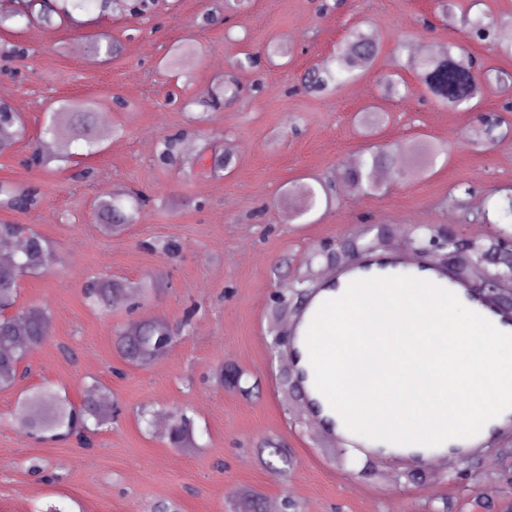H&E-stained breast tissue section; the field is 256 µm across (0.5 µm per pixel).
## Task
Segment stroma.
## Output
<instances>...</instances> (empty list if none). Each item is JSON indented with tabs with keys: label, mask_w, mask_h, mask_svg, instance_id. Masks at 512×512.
<instances>
[{
	"label": "stroma",
	"mask_w": 512,
	"mask_h": 512,
	"mask_svg": "<svg viewBox=\"0 0 512 512\" xmlns=\"http://www.w3.org/2000/svg\"><path fill=\"white\" fill-rule=\"evenodd\" d=\"M245 0L235 9L224 0H161L142 17L122 11L81 15L46 27L23 18L0 28V98L20 112L26 136L0 154V181L36 188L42 206L28 213L0 210V222L27 224L48 238L61 264L39 278L24 279L19 303L50 310L44 345L28 356L23 388L49 381L80 401L92 380L108 385L124 413L88 451L72 442H34L10 421L18 390L0 391V512H33L48 500L78 503L81 512H152L173 501L179 512H227L231 495L257 490L263 499L291 496L304 512H432L447 497L453 512H504L507 488H493L488 452L454 459L415 479L391 482L403 470L398 459L370 464L359 451L334 456L317 447L298 425L279 390L268 313L273 290L290 283L309 262L333 266L353 233L394 225L426 224L469 237L448 207L462 195L472 212H488L485 235L495 231L494 203L512 191V136L489 149L466 138L477 112L502 113L512 123V88H488L476 111H451L412 73L408 96L390 97L381 77L403 53L428 46L442 53L463 45L481 63L512 74V57L495 43L512 32V0H456L457 10L492 15L495 43L471 38L449 22L437 0ZM223 14L203 24L205 14ZM381 40L371 71L328 94L299 86L308 69L330 60L351 28ZM115 41L112 59L100 62L75 52L95 35ZM281 49L263 59L268 43ZM192 44L183 67L164 62L173 48ZM27 50L4 57L11 45ZM261 55L242 69L244 53ZM233 76L241 93L220 108L208 106L217 80ZM65 99H90L107 114L115 133L92 156L75 163L31 164L48 114ZM385 113L368 128L360 112ZM180 135L181 150L159 163L155 146ZM431 141L442 154L435 165L406 176L389 175L380 193L344 192L338 174L370 147L396 149ZM231 155L223 176L202 173L197 158ZM325 187L331 197L305 217L290 219L283 207L289 186ZM131 190L146 196L137 223L102 234L90 213L103 194ZM178 242L172 256L162 248ZM125 282L154 277L138 317H160L179 335L163 360L147 368L122 366L113 334L126 324V306L103 313L88 307L81 286L87 275ZM248 375V393L216 385L217 367ZM180 408L195 420L198 449L171 447L158 427L140 423L141 408ZM40 459L53 483L37 481L27 468Z\"/></svg>",
	"instance_id": "35a3bbf8"
}]
</instances>
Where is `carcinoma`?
<instances>
[{"label":"carcinoma","mask_w":512,"mask_h":512,"mask_svg":"<svg viewBox=\"0 0 512 512\" xmlns=\"http://www.w3.org/2000/svg\"><path fill=\"white\" fill-rule=\"evenodd\" d=\"M112 0H55L52 7L43 8L37 17L46 26L59 19L73 18L75 11H87L96 6L104 13L111 8ZM459 23L472 31L482 41L490 38L496 26L494 18L481 13L472 16L461 13ZM114 44L103 35L90 39L89 52L96 58L113 54ZM380 46L376 35L360 29L350 32L336 52L333 60L322 67L307 70L302 77V87L311 93H324L341 83L368 71L379 56ZM405 69L444 106L452 111H470L473 101L483 96L485 87L492 81L501 82L503 75L490 78L475 66L471 53L463 48L454 54L445 51L440 55L410 56ZM238 92L229 79L210 93L211 103L218 106L227 93ZM507 121L500 115L489 121H479L484 138L501 139L507 132ZM24 136V128L17 124H5L0 130V152L10 149ZM103 144L98 130L94 104L90 101L62 100L50 114L44 135L34 150L37 163L66 162L77 147L93 154ZM176 149V139H162L156 149V159L166 164ZM409 152L422 165L434 163L443 149L425 142H418ZM393 153L379 150L370 154L367 161L340 172V180L348 188L361 194L381 191L375 175L381 168L392 166ZM307 199L308 209L317 204V193L311 186L288 190V205L298 198ZM43 197L33 189H22L11 182H0V205L25 213L38 209ZM138 206L124 208L119 196L101 199L94 212L99 231L104 235L119 233L136 222ZM18 240L21 249L7 258H0V391L10 390L29 374L25 365L27 355L47 340V323L50 311L46 307H21L18 305L19 286L26 277H39L47 273L59 256L51 241L26 224L0 223V242ZM512 242V236L501 234L491 238L471 258L478 269L486 267L487 256ZM151 291L149 281L113 282L91 276L82 286L86 304L92 308L110 309L115 298L137 301ZM174 342L168 323L159 318L131 320L120 327L113 338V346L120 359L136 368L151 366L166 354V348ZM121 415L112 392L102 382L94 379L88 385L84 398L74 403L51 385L35 387L18 401L12 421L32 438L41 442L73 440L82 448L94 446V437L112 427ZM166 438L168 443L183 451L198 447L191 419L180 415L170 421ZM261 495L252 490H242L232 505L233 512H259Z\"/></svg>","instance_id":"1"}]
</instances>
